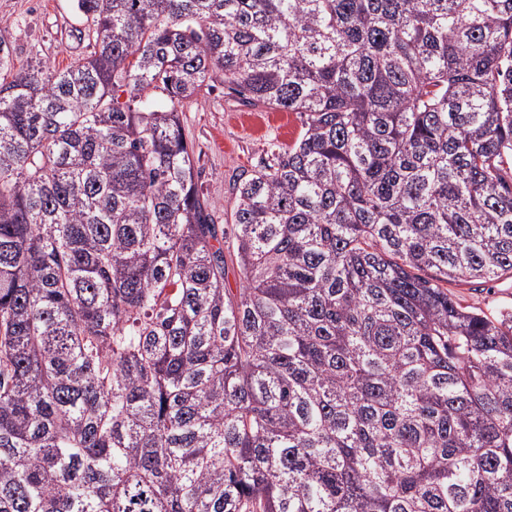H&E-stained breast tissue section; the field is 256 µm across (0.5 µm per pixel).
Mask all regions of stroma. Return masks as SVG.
Listing matches in <instances>:
<instances>
[{"label":"stroma","mask_w":512,"mask_h":512,"mask_svg":"<svg viewBox=\"0 0 512 512\" xmlns=\"http://www.w3.org/2000/svg\"><path fill=\"white\" fill-rule=\"evenodd\" d=\"M86 26L75 0H0V35L14 56L12 69L0 71V82L10 80L13 70L41 61L62 71L87 57L92 42L75 35ZM181 112L186 137L199 158L202 190L219 224L234 205L238 177L269 160L272 146H288L301 131L296 113L240 105L220 82L184 101ZM453 293L489 315L512 309V277L479 286L465 283Z\"/></svg>","instance_id":"1"}]
</instances>
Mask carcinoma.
<instances>
[{
	"instance_id": "carcinoma-1",
	"label": "carcinoma",
	"mask_w": 512,
	"mask_h": 512,
	"mask_svg": "<svg viewBox=\"0 0 512 512\" xmlns=\"http://www.w3.org/2000/svg\"><path fill=\"white\" fill-rule=\"evenodd\" d=\"M0 84V512H512V0H76ZM296 140L217 224L183 101ZM232 250L241 287H226ZM450 289L463 304L478 307L488 315H496L503 308L512 309V277L485 284L464 283Z\"/></svg>"
}]
</instances>
